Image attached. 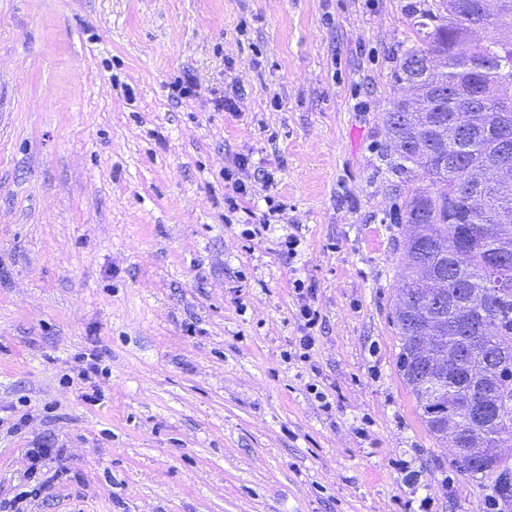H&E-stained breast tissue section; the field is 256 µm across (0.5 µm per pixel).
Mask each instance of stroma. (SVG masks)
I'll return each instance as SVG.
<instances>
[{
  "instance_id": "stroma-1",
  "label": "stroma",
  "mask_w": 512,
  "mask_h": 512,
  "mask_svg": "<svg viewBox=\"0 0 512 512\" xmlns=\"http://www.w3.org/2000/svg\"><path fill=\"white\" fill-rule=\"evenodd\" d=\"M434 6L0 0V501L51 440L25 512H486L389 318L381 117ZM299 317L303 322L304 336L300 339L299 349L303 350L302 353L294 355L300 360L307 358V351L312 348L314 344V330L319 326L321 315L318 310L313 309L310 305L304 304L299 309Z\"/></svg>"
}]
</instances>
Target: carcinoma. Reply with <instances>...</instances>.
Instances as JSON below:
<instances>
[{"label": "carcinoma", "instance_id": "cac0c4a2", "mask_svg": "<svg viewBox=\"0 0 512 512\" xmlns=\"http://www.w3.org/2000/svg\"><path fill=\"white\" fill-rule=\"evenodd\" d=\"M479 0H439L436 11L421 14L417 44L405 49L393 79L414 77L418 94L413 112L405 124L395 122L402 101L393 103L382 121L391 146L408 169L429 186L405 200L402 219L420 223L429 244L407 242L401 269L402 288L398 289L391 321L399 336L396 367L420 410V418L437 439L445 438L448 411L454 401L469 391L478 380V368L486 346L512 337V237L504 240L498 232L503 215L512 219V182L505 191L495 190L488 203L474 209L468 202L470 171L480 167L487 181H496L503 167L512 171V156H502L495 134L512 135V108L508 89L501 85L500 67L512 70V0L491 24V34L472 48L467 59L454 52L457 40L465 35L466 15ZM428 49L441 55L444 70L435 75L427 70L409 71L407 58ZM485 63L478 75L488 90L480 106L473 110L457 99L463 86L473 79L476 62ZM442 82L448 95L436 97L430 86ZM471 133H455L461 127ZM493 292L490 308L465 313L467 297L485 290ZM453 298L455 312L433 309L438 298ZM437 319L442 324L441 346L433 366L421 363L415 331L411 324ZM467 350L462 366L448 367V359ZM501 364L495 369V390L488 401L475 406L468 417L460 418L470 428L489 421L493 437L488 447L512 440V344L504 345ZM441 388L448 396L436 402L430 390ZM464 475L493 478V489L503 498L512 497V467L500 454L485 452L477 464L457 466Z\"/></svg>", "mask_w": 512, "mask_h": 512}]
</instances>
